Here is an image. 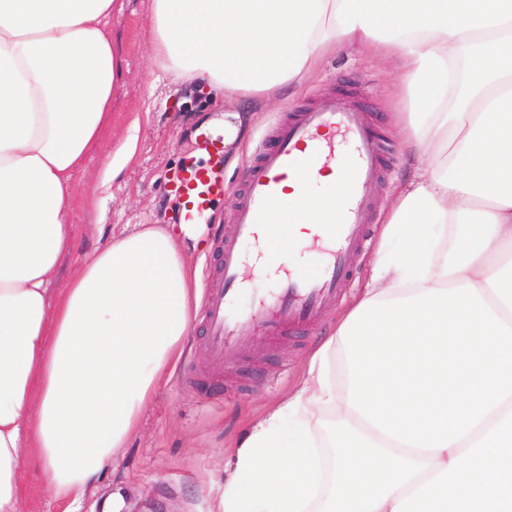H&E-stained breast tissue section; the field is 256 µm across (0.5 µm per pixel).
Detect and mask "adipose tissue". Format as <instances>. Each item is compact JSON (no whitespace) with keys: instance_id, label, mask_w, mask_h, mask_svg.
<instances>
[{"instance_id":"ef3b65f1","label":"adipose tissue","mask_w":512,"mask_h":512,"mask_svg":"<svg viewBox=\"0 0 512 512\" xmlns=\"http://www.w3.org/2000/svg\"><path fill=\"white\" fill-rule=\"evenodd\" d=\"M116 0H0V512L24 448L75 512L180 357L194 282L166 226L53 292L72 179L112 117ZM172 81L270 99L343 44L405 67L406 148L370 280L234 451L222 512H512V0H151ZM318 176L291 227L307 243ZM454 226L451 258L434 242ZM338 353L343 379L324 371ZM334 411L322 471L314 424Z\"/></svg>"}]
</instances>
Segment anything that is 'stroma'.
I'll list each match as a JSON object with an SVG mask.
<instances>
[{"instance_id": "1", "label": "stroma", "mask_w": 512, "mask_h": 512, "mask_svg": "<svg viewBox=\"0 0 512 512\" xmlns=\"http://www.w3.org/2000/svg\"><path fill=\"white\" fill-rule=\"evenodd\" d=\"M109 18L122 64L112 102V122L73 175L68 221L77 246L61 261L55 288H67L83 260L112 237L140 224L175 223L179 201L168 181L185 160L198 157L197 137L224 134V115L239 113L242 132L227 148L224 177L229 189L216 201L204 226V249L190 254L197 287L217 263L212 243L229 228L243 189V174L267 132L291 109L325 95L348 94L365 103L388 150L369 197L371 240L353 268V278L336 303L300 330L259 324L241 351L214 369L204 352L205 326L193 317L184 354L172 362L166 383L145 406L138 429L117 449L112 465L80 501L79 512H112L110 497L121 493L126 512H221L228 463L252 420L297 388L317 340L329 335L362 292L376 257L383 216L394 200L408 161L397 114L403 109L401 62L341 49L323 56L299 84L275 101L229 100L191 80L171 81L150 52V0H119ZM135 137L136 151L107 190H99L103 163L112 149ZM21 481L27 492L19 512H64L66 503L43 485L39 465L26 458Z\"/></svg>"}]
</instances>
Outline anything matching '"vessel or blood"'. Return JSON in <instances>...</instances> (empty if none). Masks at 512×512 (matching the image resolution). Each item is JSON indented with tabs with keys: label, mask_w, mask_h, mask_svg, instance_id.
<instances>
[{
	"label": "vessel or blood",
	"mask_w": 512,
	"mask_h": 512,
	"mask_svg": "<svg viewBox=\"0 0 512 512\" xmlns=\"http://www.w3.org/2000/svg\"><path fill=\"white\" fill-rule=\"evenodd\" d=\"M198 149L201 160L182 164L173 181L180 200L178 221L190 228L207 222L214 201L227 189L223 141L204 134ZM383 163L380 140L366 110L354 101L322 98L294 110L274 128L246 172L231 240L214 244L219 262L208 278L202 318L205 349L215 365H222L225 355L239 348L261 320L281 330L299 329L335 302L348 283L356 253L367 242V196ZM332 168L339 171L341 182L323 193L328 211L319 242L326 247L325 258L315 266L284 270L270 297L240 306L245 258L239 242H251L258 254L277 258L293 240L287 232L276 238L263 231L273 204L289 187L309 191L315 174Z\"/></svg>",
	"instance_id": "vessel-or-blood-1"
}]
</instances>
